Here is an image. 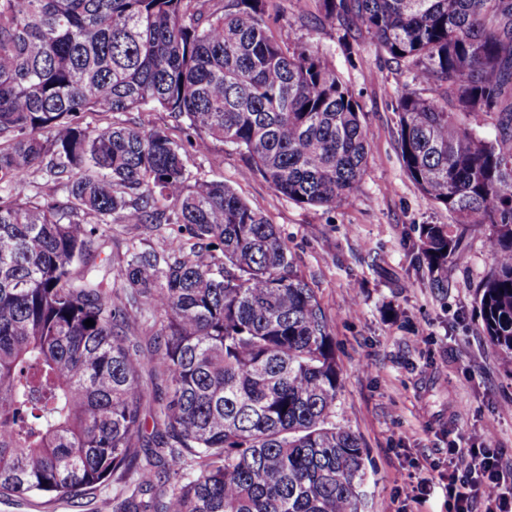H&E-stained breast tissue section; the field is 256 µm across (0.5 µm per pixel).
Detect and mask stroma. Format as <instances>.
Segmentation results:
<instances>
[{
  "label": "stroma",
  "mask_w": 512,
  "mask_h": 512,
  "mask_svg": "<svg viewBox=\"0 0 512 512\" xmlns=\"http://www.w3.org/2000/svg\"><path fill=\"white\" fill-rule=\"evenodd\" d=\"M289 46L318 47L361 106L372 157L352 200L336 208L302 206L281 196L235 147L188 149L198 177L231 185L276 224L298 272L328 319L342 388L336 419L365 448V512H446L448 450L455 442L501 452L512 462V366L483 333L476 286L491 269L486 228L471 227L464 258L448 264V285L434 288L416 243L424 224H448L409 179L392 104L406 82L364 32L322 27L316 0H270ZM431 478L422 500L398 490ZM118 483L90 495L0 496V512H100Z\"/></svg>",
  "instance_id": "obj_1"
}]
</instances>
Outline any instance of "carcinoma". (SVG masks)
Segmentation results:
<instances>
[{
  "instance_id": "obj_1",
  "label": "carcinoma",
  "mask_w": 512,
  "mask_h": 512,
  "mask_svg": "<svg viewBox=\"0 0 512 512\" xmlns=\"http://www.w3.org/2000/svg\"><path fill=\"white\" fill-rule=\"evenodd\" d=\"M319 2L323 27L364 31L407 68L405 171L454 220L422 226L419 265L448 287L462 228H487L475 300L512 365V148L459 120L496 112L512 132V0ZM274 23L267 0H0L1 494L65 498L116 476L112 512H361L366 455L336 421L328 321L280 231L194 175L167 130L81 123L159 107L197 150L229 143L288 200L335 208L370 158L361 109ZM36 167L66 181V202L26 192ZM112 223L177 233L161 252L131 242L115 277ZM145 305L163 341L149 354L131 340ZM144 372L168 382L160 473L141 457Z\"/></svg>"
}]
</instances>
